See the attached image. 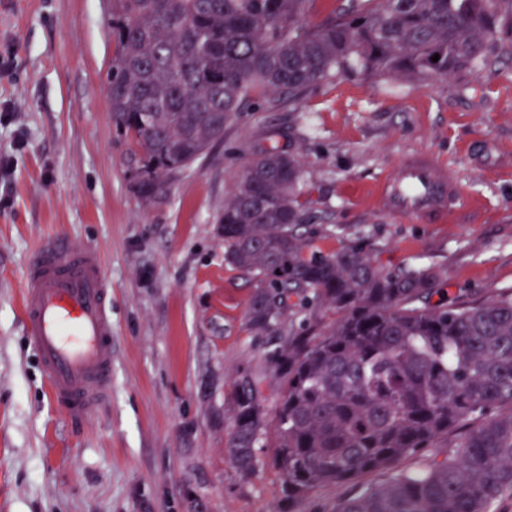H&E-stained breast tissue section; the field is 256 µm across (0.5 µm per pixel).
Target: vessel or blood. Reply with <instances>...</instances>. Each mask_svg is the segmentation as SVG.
Returning <instances> with one entry per match:
<instances>
[{
	"mask_svg": "<svg viewBox=\"0 0 512 512\" xmlns=\"http://www.w3.org/2000/svg\"><path fill=\"white\" fill-rule=\"evenodd\" d=\"M374 200L388 213L446 223L463 207L455 176L417 154L397 178L381 181ZM112 285L96 250L45 246L30 257L23 286L25 331L52 400L81 416L112 392Z\"/></svg>",
	"mask_w": 512,
	"mask_h": 512,
	"instance_id": "1",
	"label": "vessel or blood"
}]
</instances>
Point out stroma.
Returning <instances> with one entry per match:
<instances>
[{
  "label": "stroma",
  "instance_id": "1",
  "mask_svg": "<svg viewBox=\"0 0 512 512\" xmlns=\"http://www.w3.org/2000/svg\"><path fill=\"white\" fill-rule=\"evenodd\" d=\"M112 0H0V512H336L355 484L287 505L271 449L256 476L226 456L238 370L269 377L254 285L224 261L218 218L267 132L304 164L314 250L359 243L388 271H444L449 302L512 288V47L420 86L360 70L273 109L253 100L158 199L134 187L112 120ZM426 153L471 202L444 224L378 210L372 185ZM96 248L112 282V393L70 416L24 327L31 253Z\"/></svg>",
  "mask_w": 512,
  "mask_h": 512
}]
</instances>
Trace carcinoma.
Masks as SVG:
<instances>
[{"label": "carcinoma", "instance_id": "carcinoma-1", "mask_svg": "<svg viewBox=\"0 0 512 512\" xmlns=\"http://www.w3.org/2000/svg\"><path fill=\"white\" fill-rule=\"evenodd\" d=\"M310 2L112 0L106 82L116 128L140 150L141 196L163 194L258 95L298 97L355 64L425 85L486 63L500 29L512 34V0H353L306 28ZM302 181L297 154L272 140L218 219L224 261L254 283V331L304 313L268 354L282 382L273 418L263 377L235 381L230 463L250 478L257 450L275 449L290 503L388 472L336 512H491L512 497V288L450 304L434 267L386 271L359 245L316 252ZM450 436L452 452L428 455ZM417 454L420 470L396 469Z\"/></svg>", "mask_w": 512, "mask_h": 512}]
</instances>
